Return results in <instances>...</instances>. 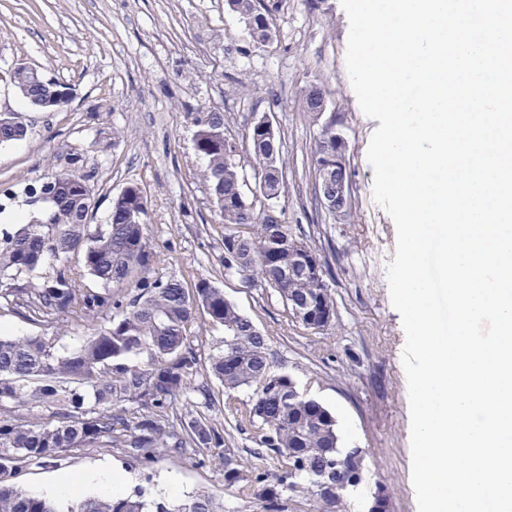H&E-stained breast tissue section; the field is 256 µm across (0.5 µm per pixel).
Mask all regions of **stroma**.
Instances as JSON below:
<instances>
[{
	"mask_svg": "<svg viewBox=\"0 0 512 512\" xmlns=\"http://www.w3.org/2000/svg\"><path fill=\"white\" fill-rule=\"evenodd\" d=\"M260 2L272 35L259 48L226 0H0V110L21 112L31 128L26 140L0 144V191L23 192L76 155L93 175L101 224L111 197L137 184L160 256L148 277L203 276L223 288L266 336L275 364L335 415L346 446L365 449L364 485L345 496L342 512H363L378 485L391 512H418L401 361L406 335L386 276L397 232L372 199L366 153L379 122L362 112L346 70L349 20L340 0ZM20 62L69 85L71 102L56 112L28 107L9 81ZM313 85L323 92L320 112L306 109ZM210 110L224 112L238 139L256 118L272 120L286 172L276 211L330 267L325 281L336 317L324 331L295 323L271 289L225 275L224 226L193 147V118ZM329 124L345 141L353 187L352 212L341 219L313 196L312 149ZM101 471L150 499L184 502L208 492L224 512H259L258 485L225 490L213 450L145 465L121 448H74L32 462L18 482L43 493L59 477Z\"/></svg>",
	"mask_w": 512,
	"mask_h": 512,
	"instance_id": "1",
	"label": "stroma"
}]
</instances>
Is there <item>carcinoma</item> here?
Returning <instances> with one entry per match:
<instances>
[{
	"mask_svg": "<svg viewBox=\"0 0 512 512\" xmlns=\"http://www.w3.org/2000/svg\"><path fill=\"white\" fill-rule=\"evenodd\" d=\"M232 11L248 19L260 14L257 0H231ZM11 82L32 107L47 112L53 87L28 73L11 71ZM194 148L205 161L202 180L224 217V271H244L253 283L278 293L299 325L295 299L336 313L325 283L327 263L317 277L285 280L294 261L290 246L314 252L288 225L265 220L273 199L256 209L233 197L240 192L242 156L226 134L224 113L199 112L194 118ZM19 112L0 113V144L27 138ZM248 163L264 165L279 157L280 141L269 144L248 128ZM80 158L24 189L26 205L37 216L25 224H0V308L19 309L52 327L60 315L94 324L109 314L107 326L93 330L71 353L59 356L47 336H0V512H222L213 495L168 506L137 490L109 496L74 492L60 501L7 482L29 462L56 458L69 448H125L143 463L160 455H180L227 447L224 426L208 414L213 399L208 381H199L198 327L224 328V349L209 357L210 372L224 393L244 387L252 398L227 402L235 428L248 429L254 443L275 455L278 471L259 473L256 498L262 512H281L282 492L313 499L316 512H336V496L324 493L336 462L347 460L336 417L325 406L288 389V373L272 364L265 335L224 297V290L198 277L189 284L175 277L150 279L141 272L157 260L148 237L146 197L129 184L112 197L107 222L91 223L97 200L92 175ZM50 266L41 280L23 276ZM82 269L99 285L84 290ZM62 405L61 420L34 421L26 409ZM193 410L181 414L179 405ZM224 487L245 481V466L234 453L220 456Z\"/></svg>",
	"mask_w": 512,
	"mask_h": 512,
	"instance_id": "cac0c4a2",
	"label": "carcinoma"
}]
</instances>
